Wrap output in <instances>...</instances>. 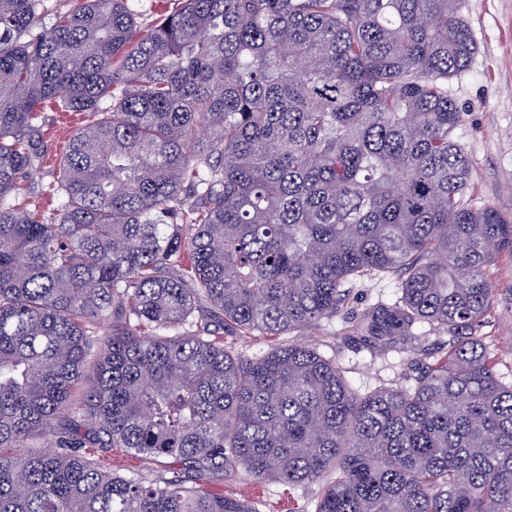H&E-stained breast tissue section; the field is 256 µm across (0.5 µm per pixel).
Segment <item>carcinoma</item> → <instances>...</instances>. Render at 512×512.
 I'll return each instance as SVG.
<instances>
[{
	"mask_svg": "<svg viewBox=\"0 0 512 512\" xmlns=\"http://www.w3.org/2000/svg\"><path fill=\"white\" fill-rule=\"evenodd\" d=\"M41 2L0 0V512H255L208 489L238 464L322 485L316 512H512V381L477 334L512 218L466 201L460 0H182L145 32L129 0L48 26ZM47 104L90 121L39 222L4 198ZM387 274L401 296L350 328L418 352L409 385L360 394L310 345L244 361L185 329L204 302L278 336ZM87 447L180 468L146 483Z\"/></svg>",
	"mask_w": 512,
	"mask_h": 512,
	"instance_id": "carcinoma-1",
	"label": "carcinoma"
}]
</instances>
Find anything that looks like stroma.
<instances>
[{"label":"stroma","instance_id":"1","mask_svg":"<svg viewBox=\"0 0 512 512\" xmlns=\"http://www.w3.org/2000/svg\"><path fill=\"white\" fill-rule=\"evenodd\" d=\"M461 10L476 51L464 70L448 79V96L461 110L452 137L464 147L472 164L469 197L473 203L512 216V0H462ZM87 120L82 112H63L51 105L44 108L35 122L44 164L9 195L10 204L36 219L48 218L59 204L54 188L60 161L73 134ZM489 276L499 295L478 333L492 341L500 369L507 375L512 373V255H501ZM347 288L346 309L314 325L279 336L228 327L220 330L219 337L243 359L261 357L289 342L313 345L335 359L346 380L362 393L404 381L403 354L372 352L346 331L349 313L394 302L399 295L398 279H358L348 282ZM173 466L169 458L148 461L122 448L112 451L113 472L126 478L159 482L169 477ZM211 489L248 502L256 512H315L321 494L316 484L255 481L241 466L226 470Z\"/></svg>","mask_w":512,"mask_h":512}]
</instances>
